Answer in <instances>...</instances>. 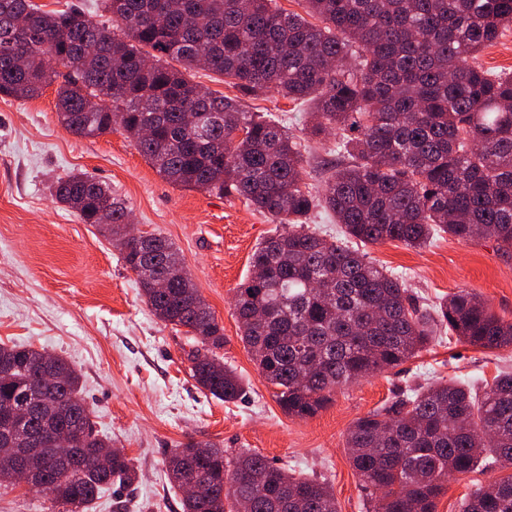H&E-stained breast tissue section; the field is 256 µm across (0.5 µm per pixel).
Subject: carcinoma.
Instances as JSON below:
<instances>
[{
  "label": "carcinoma",
  "mask_w": 512,
  "mask_h": 512,
  "mask_svg": "<svg viewBox=\"0 0 512 512\" xmlns=\"http://www.w3.org/2000/svg\"><path fill=\"white\" fill-rule=\"evenodd\" d=\"M303 2L304 16L275 0H102L109 29L73 7L0 0V95L32 99L56 82L58 119L74 135L99 137L118 125L169 182L242 197L284 225L252 253L251 268L262 273L239 283L234 312L259 374L295 418L315 416L337 389L416 356L439 325L469 345L512 348V320L477 295L459 290L428 313L401 276L351 245L417 248L440 230L512 252V76L467 61L512 26V0ZM204 59L238 96L189 80ZM270 92L314 102L315 137L354 132L337 140L340 161L321 189L306 182L308 162L288 127L241 104L242 96ZM188 112L198 114L192 127ZM55 196L98 228L131 271L147 263L153 278L168 280L167 288L139 281L147 305L209 346L210 360L191 353L197 386L237 400L242 380L218 355L224 328L198 290L183 286L189 272L173 267L172 244L156 235L163 249L150 254L124 244L125 202L81 174L59 179ZM317 207L334 214L344 239L306 229ZM43 357L0 342V416L25 405L43 382ZM50 361L60 385L30 411L29 427L38 433L64 423L84 439L66 456L51 444L33 449L35 488L64 512H89L106 486L131 484L137 473L126 456L102 453L108 439L95 430L80 374L58 355ZM206 447L198 456L188 442L167 458L173 487L205 484L183 497V512H337L323 479L249 450L229 457ZM346 448L369 512H436L448 479L485 455L512 465V372L480 384L440 379L408 388L356 419ZM14 453L0 440V484L13 483L5 462ZM462 512H512V476L476 488Z\"/></svg>",
  "instance_id": "obj_1"
}]
</instances>
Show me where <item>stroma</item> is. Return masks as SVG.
Wrapping results in <instances>:
<instances>
[{
	"instance_id": "1",
	"label": "stroma",
	"mask_w": 512,
	"mask_h": 512,
	"mask_svg": "<svg viewBox=\"0 0 512 512\" xmlns=\"http://www.w3.org/2000/svg\"><path fill=\"white\" fill-rule=\"evenodd\" d=\"M55 103L52 86L29 100L0 96V341L72 364L98 431L136 469V483L105 488L91 512H181V494L169 482L166 459L191 440L217 444L229 455L247 449L325 479L337 512H368L347 456L346 436L356 419L435 378L489 380L512 369V349L474 347L444 331L428 350L400 366L338 389L315 416L289 417L241 342L233 306L253 251L279 232V224L244 199L171 184L120 127L96 138L69 133ZM242 105L274 114L291 128L310 153L308 182L318 185L322 161L335 156L336 137L311 136L308 105L274 93L244 99ZM80 172L111 187L134 224L165 237L185 260L224 328V362L245 386L240 399L226 403L197 387L188 359L193 340L154 316L118 251L56 199L57 180ZM364 251L402 276L421 307L466 289L495 314L512 318V253L498 252L490 241L463 242L441 232L420 248L387 242L365 245ZM510 475V465L482 462L449 480L436 512H460L475 488ZM0 512H59V506L34 491L2 484Z\"/></svg>"
}]
</instances>
